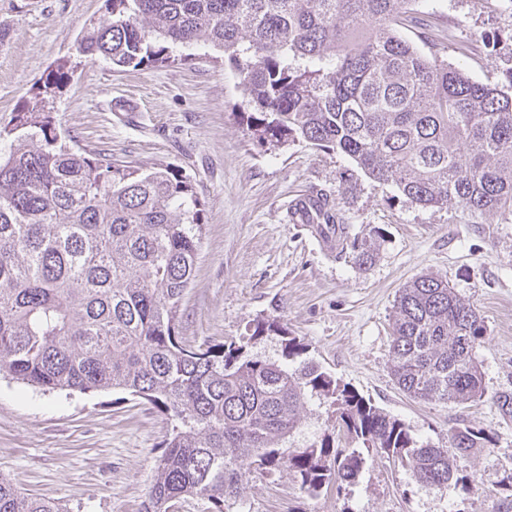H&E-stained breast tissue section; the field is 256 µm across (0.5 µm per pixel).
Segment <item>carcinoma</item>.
I'll return each mask as SVG.
<instances>
[{
  "label": "carcinoma",
  "mask_w": 512,
  "mask_h": 512,
  "mask_svg": "<svg viewBox=\"0 0 512 512\" xmlns=\"http://www.w3.org/2000/svg\"><path fill=\"white\" fill-rule=\"evenodd\" d=\"M107 2L112 21L90 28L78 54L163 67L209 43L238 74L259 138L341 152L421 207L512 214V77L479 82L404 39L414 0ZM12 138L0 155V374L45 391L122 389L165 412L172 428L140 512H175L188 497L225 512L245 476L284 467L311 495L358 483L359 449L329 435L285 446L313 396L422 485L473 484L458 460L486 448L479 429H453L450 456L315 363L290 370L243 345L183 340L178 311L204 226L191 176L103 163L63 143L42 103L0 126V142ZM325 224L348 238L340 210ZM394 308L398 388L434 403L481 398L475 349L487 327L476 308L430 274L400 288ZM272 334L290 360L306 350L275 318L257 320L248 342ZM494 403L512 419L511 391ZM0 512L61 510L0 478Z\"/></svg>",
  "instance_id": "1"
}]
</instances>
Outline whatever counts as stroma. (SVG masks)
Masks as SVG:
<instances>
[{
    "mask_svg": "<svg viewBox=\"0 0 512 512\" xmlns=\"http://www.w3.org/2000/svg\"><path fill=\"white\" fill-rule=\"evenodd\" d=\"M410 15L401 34L413 44L434 41V53L480 82L512 78V0H416ZM108 17L105 0H0V125L33 107L65 61L72 76L47 96L58 128L97 156L171 164L195 179L205 231L182 302L183 339L244 342L248 353L278 360L281 336L247 342L257 319L275 316L305 344V359L419 437L445 447L465 424L493 440L489 452L461 462L476 482L470 492L425 487L373 453L358 484L316 496L285 468L246 476L245 512H507L512 421L493 397L512 389V216L474 215L456 203L421 207L340 152L261 142L238 76L211 45L168 67L77 56L88 24ZM120 98L133 111H113ZM312 190L334 201L350 238L373 249L372 262H356L349 248L331 252L309 227L289 222L291 202ZM422 274L446 280L485 321L475 350L485 394L476 402L413 399L391 377L395 298ZM170 428L159 408L119 390L45 394L0 375V478L54 499L62 512H139ZM327 433L336 447L359 445L327 402L308 401L294 443Z\"/></svg>",
    "mask_w": 512,
    "mask_h": 512,
    "instance_id": "1",
    "label": "stroma"
}]
</instances>
